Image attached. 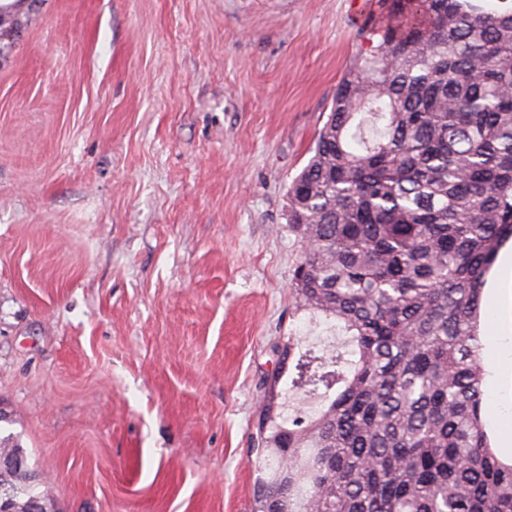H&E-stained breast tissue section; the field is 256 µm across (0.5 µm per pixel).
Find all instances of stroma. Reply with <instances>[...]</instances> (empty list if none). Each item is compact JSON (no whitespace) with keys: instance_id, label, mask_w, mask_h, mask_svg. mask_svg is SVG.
I'll return each instance as SVG.
<instances>
[{"instance_id":"35a3bbf8","label":"stroma","mask_w":512,"mask_h":512,"mask_svg":"<svg viewBox=\"0 0 512 512\" xmlns=\"http://www.w3.org/2000/svg\"><path fill=\"white\" fill-rule=\"evenodd\" d=\"M0 56V432L57 512H251L291 298L287 188L376 0H41ZM512 457V341L484 337Z\"/></svg>"}]
</instances>
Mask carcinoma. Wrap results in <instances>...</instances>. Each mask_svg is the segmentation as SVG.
<instances>
[{
    "instance_id": "cac0c4a2",
    "label": "carcinoma",
    "mask_w": 512,
    "mask_h": 512,
    "mask_svg": "<svg viewBox=\"0 0 512 512\" xmlns=\"http://www.w3.org/2000/svg\"><path fill=\"white\" fill-rule=\"evenodd\" d=\"M380 41L336 88L288 187L298 312L341 324L353 359L281 349L252 512H512L492 447L482 292L512 239V0H378ZM38 485L0 468V507Z\"/></svg>"
}]
</instances>
